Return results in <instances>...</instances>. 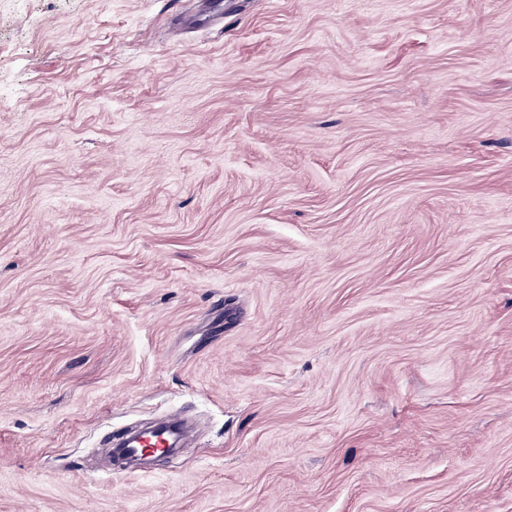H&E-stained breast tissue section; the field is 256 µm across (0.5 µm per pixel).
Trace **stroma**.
I'll return each mask as SVG.
<instances>
[{
  "mask_svg": "<svg viewBox=\"0 0 512 512\" xmlns=\"http://www.w3.org/2000/svg\"><path fill=\"white\" fill-rule=\"evenodd\" d=\"M223 2L0 0V512H512V0ZM170 420L176 425L175 432L151 433L142 439L130 441L121 448L122 455L128 459H141L149 448H154L158 452L173 449L169 447L184 439L189 433L186 428L180 425L181 420L177 416H173Z\"/></svg>",
  "mask_w": 512,
  "mask_h": 512,
  "instance_id": "stroma-1",
  "label": "stroma"
}]
</instances>
